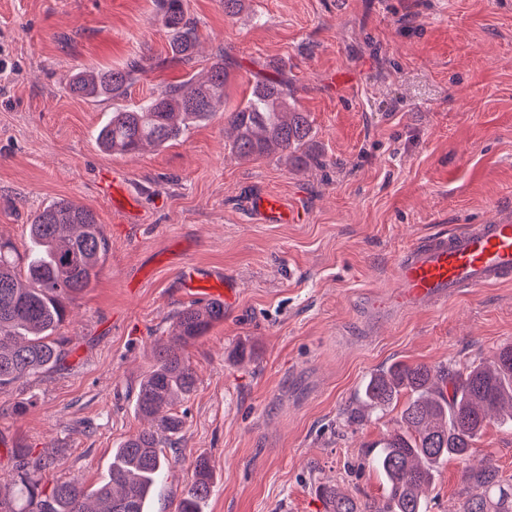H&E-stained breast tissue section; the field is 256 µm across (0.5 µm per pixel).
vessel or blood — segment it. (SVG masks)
<instances>
[{
  "label": "vessel or blood",
  "instance_id": "obj_1",
  "mask_svg": "<svg viewBox=\"0 0 512 512\" xmlns=\"http://www.w3.org/2000/svg\"><path fill=\"white\" fill-rule=\"evenodd\" d=\"M104 196L122 216L135 214L139 208L124 174H112ZM248 205L271 224H296L302 219L274 193L252 195ZM394 282L396 304L405 311H430L472 289L512 283V210L503 209L491 220L422 238L398 255ZM177 286L182 294L206 303L231 300L235 288L222 272L206 271L189 261L179 267Z\"/></svg>",
  "mask_w": 512,
  "mask_h": 512
}]
</instances>
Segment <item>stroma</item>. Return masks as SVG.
<instances>
[{"mask_svg":"<svg viewBox=\"0 0 512 512\" xmlns=\"http://www.w3.org/2000/svg\"><path fill=\"white\" fill-rule=\"evenodd\" d=\"M185 8L201 41L193 68L223 48L235 104L253 72L280 67L323 164L238 160L220 114L156 151L102 150L111 101L72 96L63 79L149 59L129 106L182 79L153 0H0V238L26 249L31 216L67 198L96 213L111 243L67 304L61 366L0 396V487L13 447L59 455V476L95 488L113 448L146 428L138 384L190 304L168 261L177 254L233 277L239 294L183 350L197 387L173 407L184 428L149 512H175L200 456L214 472L203 512H326L322 483L381 503L385 482L364 458L403 405L350 421L364 381L395 363L464 366L512 344V284L431 312L373 310L401 251L512 207V0H244L233 17L222 0ZM106 171L144 189L134 223H114ZM258 192L303 221L254 219L246 200ZM26 397L33 406L14 414ZM477 446L512 483V430L489 423ZM469 489L448 461L429 512H459Z\"/></svg>","mask_w":512,"mask_h":512,"instance_id":"obj_1","label":"stroma"}]
</instances>
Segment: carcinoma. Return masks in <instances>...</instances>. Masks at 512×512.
<instances>
[{
  "label": "carcinoma",
  "mask_w": 512,
  "mask_h": 512,
  "mask_svg": "<svg viewBox=\"0 0 512 512\" xmlns=\"http://www.w3.org/2000/svg\"><path fill=\"white\" fill-rule=\"evenodd\" d=\"M154 6L170 33L171 58L194 64L200 38L184 0H154ZM146 69L147 60L141 58L122 69L82 67L64 79L74 96L112 100L111 116L97 133L108 151L135 155L163 147L183 136L189 126L211 120L216 106L226 101L229 73L222 48L205 77L189 72L139 105L119 104L135 75ZM224 116L234 133L231 151L239 158L277 155L307 166L323 164L312 150L307 116L296 109L288 84L278 77L255 76L249 94ZM28 239L23 256L11 242L0 239V395L61 362L65 338L58 330L66 317L65 301L90 286L110 249L94 212L67 199L33 215ZM222 321L220 304L190 306L177 313L176 332L156 351L155 363L135 397L136 412L149 427L112 452L104 482L90 492L76 479L56 478L44 485L43 476L58 469L59 459L14 448L10 457L16 499L0 495V512H146L145 503L168 462L164 449L174 447L183 428L182 418L165 408L189 398L197 383L182 350ZM403 392L408 400L400 429L380 441L378 451L368 458L385 479L387 500L372 507L321 484L318 493L330 512H427L425 491L445 461L469 460L478 451L484 425L493 418L512 428V346L464 367L394 365L370 376L361 389L364 406L375 411ZM465 473L472 490L461 512H512V486L502 483L493 465ZM212 478L208 459H195L193 480L177 512H202Z\"/></svg>",
  "instance_id": "cac0c4a2"
}]
</instances>
